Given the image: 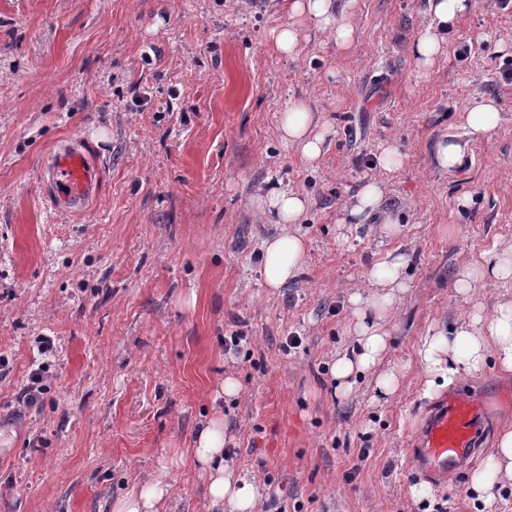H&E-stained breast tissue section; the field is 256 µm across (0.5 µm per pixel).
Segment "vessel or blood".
<instances>
[{
	"label": "vessel or blood",
	"instance_id": "1",
	"mask_svg": "<svg viewBox=\"0 0 512 512\" xmlns=\"http://www.w3.org/2000/svg\"><path fill=\"white\" fill-rule=\"evenodd\" d=\"M45 185L48 203L57 215L82 213L98 192L96 162L77 144L59 145L45 168ZM487 426L485 396H441L412 438L410 469L440 485L455 482L478 453Z\"/></svg>",
	"mask_w": 512,
	"mask_h": 512
}]
</instances>
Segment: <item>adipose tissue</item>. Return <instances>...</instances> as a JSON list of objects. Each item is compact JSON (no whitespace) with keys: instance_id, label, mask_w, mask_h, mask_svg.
Instances as JSON below:
<instances>
[{"instance_id":"ef3b65f1","label":"adipose tissue","mask_w":512,"mask_h":512,"mask_svg":"<svg viewBox=\"0 0 512 512\" xmlns=\"http://www.w3.org/2000/svg\"><path fill=\"white\" fill-rule=\"evenodd\" d=\"M429 24L416 36L412 54L419 71H427L436 56L443 53L448 31L465 13L472 10L474 0H427ZM289 20L272 30L273 50L289 58H297L303 50L306 29H313L331 42L337 50H348L355 30L346 14L336 11L334 0H288ZM327 124L312 112L293 107L283 113L277 127L279 140L297 151L310 165L321 157ZM383 197L381 183H365L341 208L339 224H363L379 216L383 232H398L397 218L380 213ZM257 219L278 225L277 234L263 240L259 272L265 287L276 290L297 277L307 259V246L294 226L300 223L308 207L307 199L298 192L267 182L250 198ZM410 258L401 253H386L369 271L365 288L350 296L352 319L348 327L355 347L352 353L338 355L331 375L338 391L349 392L361 377L375 372L387 350L389 320L396 296L405 292V270ZM489 279L512 277V246L503 249L493 264L475 271L465 266L458 272L456 288L469 311L459 319L451 333L439 332L426 337L416 350L423 370V392L457 385L480 371L487 360H495L499 370L512 373V300L497 302L493 310L478 303L472 286L475 275ZM224 417L214 414L201 423L193 442L191 457L207 479L211 505L216 512H257L264 498V488L248 479L225 454ZM512 481V429L501 430L495 437V452L486 468L477 473L471 490L481 512H492L499 482Z\"/></svg>"}]
</instances>
